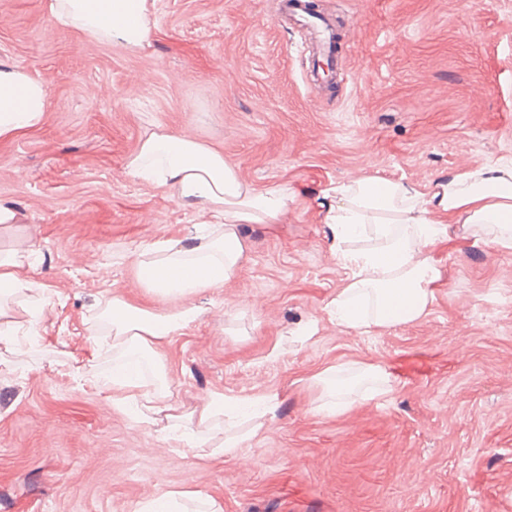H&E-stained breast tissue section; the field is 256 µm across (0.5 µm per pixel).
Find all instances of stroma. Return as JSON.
Wrapping results in <instances>:
<instances>
[{
  "label": "stroma",
  "instance_id": "obj_1",
  "mask_svg": "<svg viewBox=\"0 0 512 512\" xmlns=\"http://www.w3.org/2000/svg\"><path fill=\"white\" fill-rule=\"evenodd\" d=\"M342 21L350 79L317 93L301 35L276 0H153L147 46L128 50L51 21L45 0H0V60L46 82L43 123L0 140V202L18 212L0 250L31 246L20 276L47 305L26 353L0 365V512H139L171 490L224 512H512V249L451 222L424 318L361 333L328 304L347 283L327 216L334 187L402 180L425 195L512 158V0H315ZM223 152L249 186L282 187L276 226L244 224L239 272L185 299L197 321L156 352L167 399L277 407L236 457L183 448L138 423L101 381L119 355L91 341L112 297L163 307L132 266L206 217L125 171L146 129ZM369 366L351 406H316L317 372Z\"/></svg>",
  "mask_w": 512,
  "mask_h": 512
}]
</instances>
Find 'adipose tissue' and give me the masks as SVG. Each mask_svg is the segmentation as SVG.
I'll use <instances>...</instances> for the list:
<instances>
[{
  "mask_svg": "<svg viewBox=\"0 0 512 512\" xmlns=\"http://www.w3.org/2000/svg\"><path fill=\"white\" fill-rule=\"evenodd\" d=\"M47 9L58 25L131 49L144 46L153 25L151 0H49ZM48 105L42 80L0 61V137L36 128ZM125 170L134 179L170 189L180 203L209 217L187 241L152 245L135 257L138 279L167 300L165 309L115 297L98 316L108 325L113 346L152 360L156 344L182 334L198 318L194 307L183 305V297L222 287L239 271L247 249L240 225L276 223L288 195L279 188L249 187L223 152L161 128L144 137ZM335 194L328 222L336 256L349 276L330 312L344 328L407 324L428 314L440 277L431 252L446 235L448 218L485 229L489 242L512 249V162L455 175L428 198L402 182L379 177L337 186ZM27 249L19 239L0 254V348L20 356L25 350L19 335L33 328L46 302L40 282L15 273L16 259ZM154 377L151 386L125 368L113 370V400H138L134 417L140 423L168 418L171 436L180 442H192L214 414L259 418L273 410L268 399H216L200 415H178L167 401L164 366H157Z\"/></svg>",
  "mask_w": 512,
  "mask_h": 512,
  "instance_id": "ef3b65f1",
  "label": "adipose tissue"
}]
</instances>
